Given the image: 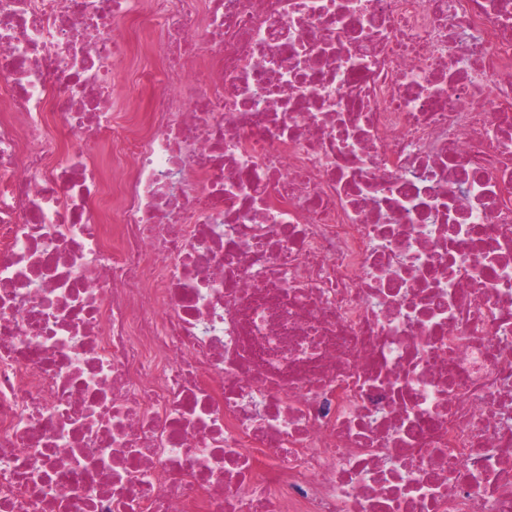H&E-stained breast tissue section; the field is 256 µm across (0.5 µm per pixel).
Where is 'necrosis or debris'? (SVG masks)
<instances>
[{
	"label": "necrosis or debris",
	"mask_w": 512,
	"mask_h": 512,
	"mask_svg": "<svg viewBox=\"0 0 512 512\" xmlns=\"http://www.w3.org/2000/svg\"><path fill=\"white\" fill-rule=\"evenodd\" d=\"M0 512H512V0H0Z\"/></svg>",
	"instance_id": "1"
}]
</instances>
